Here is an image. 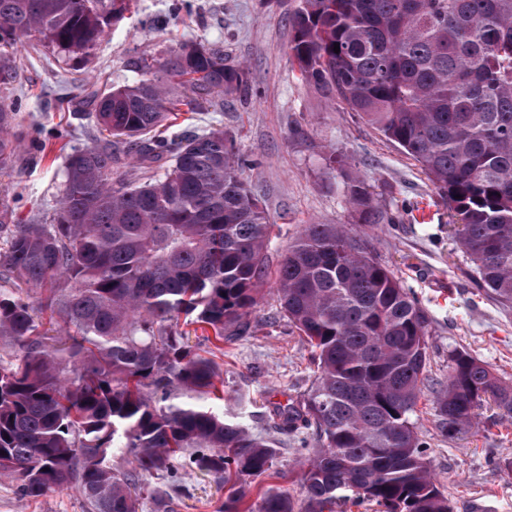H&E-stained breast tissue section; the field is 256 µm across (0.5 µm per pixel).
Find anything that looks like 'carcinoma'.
Returning a JSON list of instances; mask_svg holds the SVG:
<instances>
[{
	"mask_svg": "<svg viewBox=\"0 0 512 512\" xmlns=\"http://www.w3.org/2000/svg\"><path fill=\"white\" fill-rule=\"evenodd\" d=\"M132 2L0 0V91L26 47L87 63ZM289 23L302 79L418 163L460 216L477 286L512 303V0H299ZM244 78L224 52L185 43L132 85L90 90L103 143L64 158L54 223L14 224L0 206V338L20 351L0 358V471L23 498L74 484L91 512H138L145 481L177 482L176 459L230 486L221 512H325L345 492L382 512H450L413 421L431 322L347 224L306 225L278 268L280 307L317 367L302 401L277 411L281 429L314 431L301 446L305 503L269 490L244 506L245 481L270 470L275 449L197 404L224 379L180 323L219 342L247 331L270 224L224 131L155 135L183 106L223 105ZM14 122L1 101V175L20 151ZM129 155L143 179L112 170ZM348 195L364 223L387 221L359 176ZM37 289L64 336L39 331ZM487 400L512 418V385L455 353L434 390L439 432L472 427Z\"/></svg>",
	"mask_w": 512,
	"mask_h": 512,
	"instance_id": "1",
	"label": "carcinoma"
}]
</instances>
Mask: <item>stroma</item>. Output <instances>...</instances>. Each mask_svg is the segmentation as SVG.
<instances>
[{"label": "stroma", "mask_w": 512, "mask_h": 512, "mask_svg": "<svg viewBox=\"0 0 512 512\" xmlns=\"http://www.w3.org/2000/svg\"><path fill=\"white\" fill-rule=\"evenodd\" d=\"M298 0H137L135 11L98 45L89 73H68L47 50L19 54V77L5 101L21 141L15 173L0 176V201L13 221L52 222L66 155L93 145L96 120L84 107L88 82L126 85L143 62L163 58L180 44L219 48L228 62L244 63L247 86L226 96L223 108L179 117L165 133L224 130L246 161L243 176L272 224L268 276L250 329L225 343L214 359L224 390L208 405L274 443L272 468L248 479L247 503L268 488L302 501L297 437L272 427L276 408L300 400L316 372L311 353L276 300L277 269L308 224H349L419 301L431 320L427 375L414 422L435 482L451 512H512V420L492 402L477 409L473 428L454 437L436 427L435 383L445 380L451 357L466 351L512 383V303L475 285L472 266L455 237L459 220L419 165L313 84L304 83L289 58L288 19ZM360 175L389 218L366 224L348 200L347 185ZM428 221L417 218L420 205ZM181 491L163 502L147 498L139 512H220L224 487L213 477L180 473ZM14 476L0 472V512H86L75 486L22 498Z\"/></svg>", "instance_id": "stroma-1"}]
</instances>
